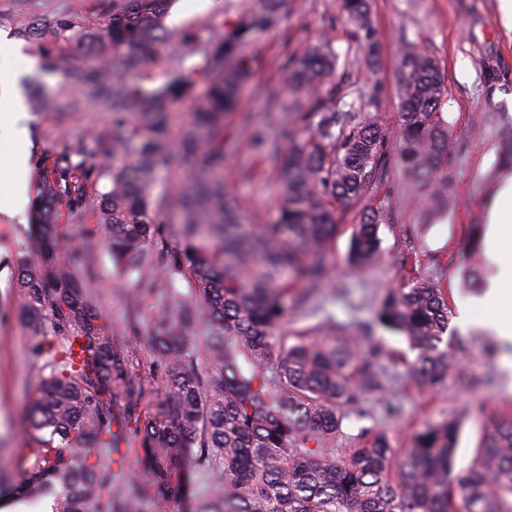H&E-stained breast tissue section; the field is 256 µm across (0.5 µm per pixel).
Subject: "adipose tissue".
Listing matches in <instances>:
<instances>
[{
	"label": "adipose tissue",
	"instance_id": "1",
	"mask_svg": "<svg viewBox=\"0 0 512 512\" xmlns=\"http://www.w3.org/2000/svg\"><path fill=\"white\" fill-rule=\"evenodd\" d=\"M26 149L0 148V211L19 214L25 200ZM512 248V182L498 195L490 216L486 253L497 271L483 307L488 321L504 336L512 334V260L505 250Z\"/></svg>",
	"mask_w": 512,
	"mask_h": 512
}]
</instances>
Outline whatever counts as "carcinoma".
I'll list each match as a JSON object with an SVG mask.
<instances>
[{
  "instance_id": "obj_1",
  "label": "carcinoma",
  "mask_w": 512,
  "mask_h": 512,
  "mask_svg": "<svg viewBox=\"0 0 512 512\" xmlns=\"http://www.w3.org/2000/svg\"><path fill=\"white\" fill-rule=\"evenodd\" d=\"M169 0H112V13L93 31L80 14L18 12L20 34L57 53L89 44V57L67 91L68 110L104 106L112 138L97 136L112 170H100L81 149L43 168L33 225L43 245L39 264L19 259L16 286L22 316L49 370L34 396L18 454L24 475L17 497L52 499V512H141L150 500L163 512L172 499H194L192 512H512V415L485 423L468 473L452 477L458 425L426 423L397 453L386 433L367 428L360 445L336 454L333 443L348 409L378 388L381 355L371 328L331 322L322 336L277 332L292 316L312 318L328 279V244L336 209L387 181V138L365 112L378 108V90L364 95L339 68L329 40L288 60V83L302 95L288 113L282 146L252 132L248 146L282 170L275 224L243 229L224 185V116L251 75L252 34L278 26L282 0H253L205 38L165 26ZM356 29L365 62L377 57L367 0H340ZM119 57L120 71L102 62ZM206 93L193 96L196 84ZM444 79L429 51L407 41L399 64V161L412 194L425 202L422 223L448 210V160L454 146L442 112ZM193 105L191 120L174 130L176 105ZM78 161H73V158ZM165 170L180 182L155 191ZM107 177L100 194L102 226L115 266L140 272L159 245L163 214H181L182 243L166 251L137 304L157 288L170 301L141 329L162 376L153 413L140 408L143 387L128 366L127 349L89 303L86 265L62 266L52 211L59 199L79 210L86 185ZM379 217L365 214L352 237L356 266L380 250ZM191 283L190 296L175 286ZM452 310L436 278L413 279L389 292L376 321L405 335L416 352L406 362L421 389L441 386L464 342L449 328ZM203 321L198 341L191 325ZM134 425L139 472L123 481L112 470L119 448L114 425ZM204 485L194 496V485Z\"/></svg>"
}]
</instances>
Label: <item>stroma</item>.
Instances as JSON below:
<instances>
[{
  "mask_svg": "<svg viewBox=\"0 0 512 512\" xmlns=\"http://www.w3.org/2000/svg\"><path fill=\"white\" fill-rule=\"evenodd\" d=\"M368 4L378 43L373 66L357 53L354 28L341 15L338 0H285L280 26L254 35L248 47L252 77L224 119V180L237 198L244 223H275L279 172L265 153L245 148L244 124L252 122L269 137H281L280 114L296 98L288 85L286 60L332 39L336 50L350 58L353 85L366 93L380 91L374 115L386 133L390 168L388 186L368 189L358 201L336 212L339 231L329 246V281L321 293L325 313L351 325L371 320L390 289L409 277L431 275L441 276L453 315L466 309L477 311V296L462 285L468 256L466 229L474 222L487 223L490 204L507 178L497 165L500 147L512 132V32L499 19L497 0H368ZM20 5L32 12L76 11L91 27L101 22L102 13L91 0H0V41L6 44L8 76L37 83L45 96L65 103L61 75L46 70L39 44L18 33L14 15ZM233 17V9L224 8L222 0H174L165 23L182 29L205 21L217 25ZM407 39L420 42L439 65L446 86L442 110L458 145L448 163L455 204L422 236L416 233L419 213L399 162L398 66L401 45ZM25 126L28 165L34 171L79 142L87 152H95L96 144L86 133L92 128L111 132L112 115L100 108L64 114L31 111ZM105 189L102 181L89 186V202L82 210L63 203L55 208L54 221L65 239L58 260L89 265V297L102 310L113 335L126 339L130 369L142 381L143 407L152 411L161 397V381L151 374L152 356L137 334L144 320L165 307L166 292L156 289L139 308L128 306L127 292L142 287L144 275L120 274L103 233H87L99 222L98 195ZM37 195L35 180H28L29 203L24 211L13 217L0 212V480L12 486L21 484L24 477L11 453L20 445L25 411L47 374L21 321L24 300L15 287L17 259L34 264L40 257L31 227ZM369 210L380 216L381 253L373 264L357 271L350 263V238ZM376 334L384 351L379 360L382 388L365 393L343 420L336 435L337 452L356 447L364 427L383 429L392 447L402 449L410 446L424 423L452 418L460 423L453 472L464 474L485 420L496 413L512 414V370L503 366L505 359L512 358V343L479 326L459 329L465 347L457 356L455 371L440 388L423 391L406 371L405 359L415 356L407 339L382 328ZM386 402L392 405V413L383 411Z\"/></svg>",
  "mask_w": 512,
  "mask_h": 512,
  "instance_id": "obj_1",
  "label": "stroma"
}]
</instances>
